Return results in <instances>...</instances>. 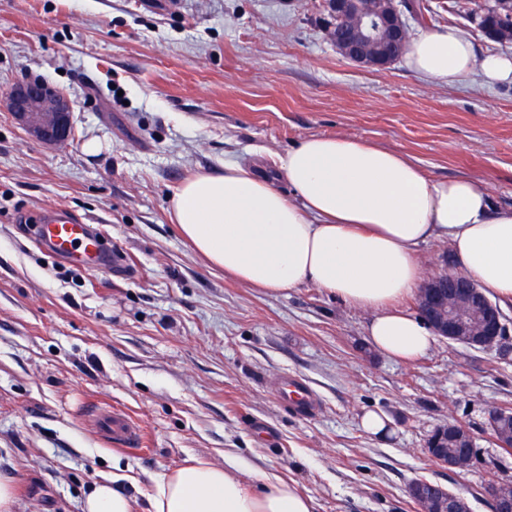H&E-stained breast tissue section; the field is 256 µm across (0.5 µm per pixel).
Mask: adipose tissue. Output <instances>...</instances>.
Wrapping results in <instances>:
<instances>
[{
  "label": "adipose tissue",
  "mask_w": 512,
  "mask_h": 512,
  "mask_svg": "<svg viewBox=\"0 0 512 512\" xmlns=\"http://www.w3.org/2000/svg\"><path fill=\"white\" fill-rule=\"evenodd\" d=\"M407 66L427 79L512 83V55L479 56L456 28L409 44ZM287 184L240 164L189 177L170 217L194 251L238 281L275 294L309 283L371 311V345L412 360L432 347L421 319L393 304L418 286L419 247L448 240L457 268L501 302H512V209L496 208L486 186L433 179L407 156L343 135L311 136L277 155ZM228 450L223 463L198 460L163 474L145 512H315L299 485ZM82 512H135L119 477L97 481Z\"/></svg>",
  "instance_id": "adipose-tissue-1"
}]
</instances>
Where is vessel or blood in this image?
<instances>
[{
	"label": "vessel or blood",
	"instance_id": "1",
	"mask_svg": "<svg viewBox=\"0 0 512 512\" xmlns=\"http://www.w3.org/2000/svg\"><path fill=\"white\" fill-rule=\"evenodd\" d=\"M34 237L54 256L79 263L92 270L120 267L122 254L112 250L93 225L81 219L56 212L38 218ZM276 397L298 416H314L319 405L310 387L301 378H285L276 390ZM100 425L114 444L122 447H139L144 442L142 429L123 412L101 418Z\"/></svg>",
	"mask_w": 512,
	"mask_h": 512
}]
</instances>
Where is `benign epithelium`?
I'll return each instance as SVG.
<instances>
[{"label":"benign epithelium","mask_w":512,"mask_h":512,"mask_svg":"<svg viewBox=\"0 0 512 512\" xmlns=\"http://www.w3.org/2000/svg\"><path fill=\"white\" fill-rule=\"evenodd\" d=\"M328 37L343 58L365 68L383 69L408 48L404 0H324ZM12 113L27 133L49 146L66 144L74 128L73 104L61 90L42 81L21 82L0 93V107ZM417 308L435 335L473 347H491L507 335L506 317L470 276L444 272L427 279L418 291ZM489 430L500 448L512 447V409L488 416ZM428 454L452 470L469 469L475 458L474 437L463 425L450 423L435 430ZM419 512H468V501L442 485L415 481L408 487ZM493 512H512V482L489 488Z\"/></svg>","instance_id":"obj_1"}]
</instances>
